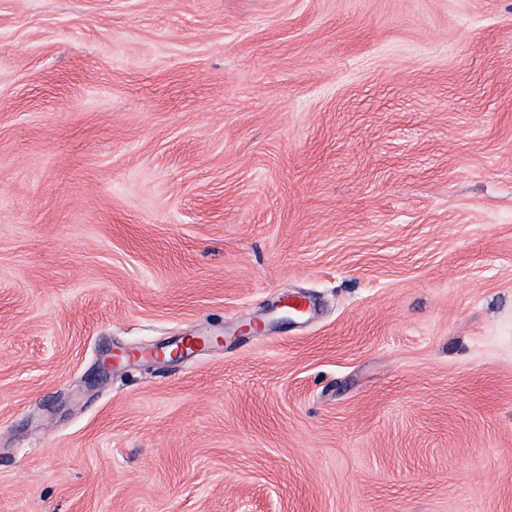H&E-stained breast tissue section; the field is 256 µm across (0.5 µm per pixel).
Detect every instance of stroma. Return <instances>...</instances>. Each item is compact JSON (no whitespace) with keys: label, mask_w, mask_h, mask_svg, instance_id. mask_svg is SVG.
<instances>
[{"label":"stroma","mask_w":512,"mask_h":512,"mask_svg":"<svg viewBox=\"0 0 512 512\" xmlns=\"http://www.w3.org/2000/svg\"><path fill=\"white\" fill-rule=\"evenodd\" d=\"M0 512H512V0H0Z\"/></svg>","instance_id":"stroma-1"}]
</instances>
